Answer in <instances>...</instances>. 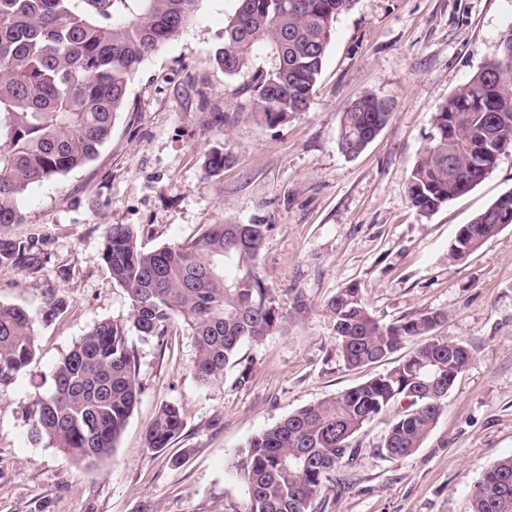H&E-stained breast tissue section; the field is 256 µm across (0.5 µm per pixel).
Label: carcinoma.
<instances>
[{"mask_svg": "<svg viewBox=\"0 0 512 512\" xmlns=\"http://www.w3.org/2000/svg\"><path fill=\"white\" fill-rule=\"evenodd\" d=\"M198 0H0V263L26 266L29 243L3 234L22 223L27 189L94 159L109 138L128 82L138 67L180 35ZM354 0H237L214 60L234 76L259 57L251 84L254 111L269 125L309 110L336 19ZM390 101L364 96L342 113L338 140L360 154L387 125ZM512 149V27L499 54L441 106L411 170V206L427 215L468 192L498 156ZM230 156L214 147L205 168L224 172ZM512 224V191L456 234L449 257L463 260ZM263 224H211L196 239L146 252L129 224H109L102 257L130 300L131 327L159 336L175 315L192 336L193 371L202 383L220 378L244 342L279 329L281 311L255 270ZM66 309L50 294L32 312L0 305V387L36 355L35 325ZM336 350L344 366L374 363L419 336L427 337L384 374L304 406L253 436L236 469L248 486L249 512H321L326 483L358 453L355 436L386 408L398 405L380 452L404 458L420 447L446 394L470 359L459 340L430 335L444 320L429 312L382 325L367 310L360 286L327 301ZM48 392L36 393L27 421L30 439L87 466L112 455L141 393L137 358L126 326L95 323L55 368ZM185 428L183 409L160 405L145 433L147 449L171 447ZM466 512H512V455L487 468L470 491Z\"/></svg>", "mask_w": 512, "mask_h": 512, "instance_id": "obj_1", "label": "carcinoma"}]
</instances>
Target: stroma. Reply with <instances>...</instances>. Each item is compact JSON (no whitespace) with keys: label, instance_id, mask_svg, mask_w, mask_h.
Returning <instances> with one entry per match:
<instances>
[{"label":"stroma","instance_id":"1","mask_svg":"<svg viewBox=\"0 0 512 512\" xmlns=\"http://www.w3.org/2000/svg\"><path fill=\"white\" fill-rule=\"evenodd\" d=\"M236 0H198L182 34L131 77L109 139L85 166L33 185L19 201L36 264H0V304L37 310L50 293L67 308L36 329L28 370L0 387V512H248L235 462L251 437L293 411L389 371L403 352L345 368L327 301L359 284L383 325L445 313L435 336L464 341L470 360L420 448L390 459L377 445L396 411L356 436L359 454L334 475L324 512H465L468 493L512 455V225L452 261L459 227L512 190V149L467 193L422 216L407 181L434 114L498 49L512 0H356L339 16L309 111L271 126L254 112L252 69L214 61ZM372 94L394 109L357 157L338 148L342 112ZM231 162L205 170L208 150ZM130 224L144 250L197 238L211 224H262L255 268L285 317L237 365L200 383L181 317L159 337L130 332L141 395L114 453L93 467L34 443L37 387L93 324L124 322L127 293L102 259L105 225ZM307 309L297 313V300ZM251 375L239 382L241 366ZM184 411L172 448L148 451L159 406Z\"/></svg>","mask_w":512,"mask_h":512}]
</instances>
